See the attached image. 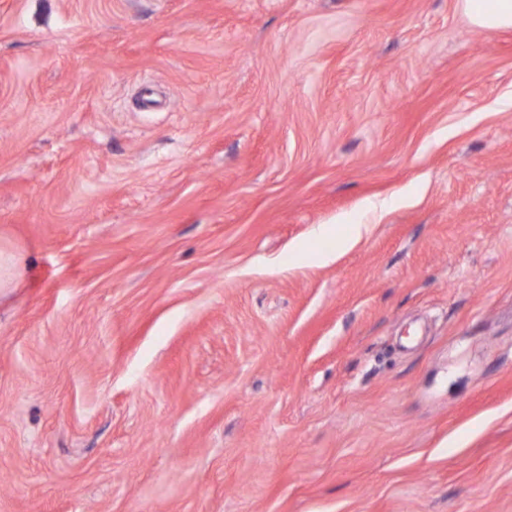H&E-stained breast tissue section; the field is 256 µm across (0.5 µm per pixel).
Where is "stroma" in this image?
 <instances>
[{
  "label": "stroma",
  "mask_w": 512,
  "mask_h": 512,
  "mask_svg": "<svg viewBox=\"0 0 512 512\" xmlns=\"http://www.w3.org/2000/svg\"><path fill=\"white\" fill-rule=\"evenodd\" d=\"M0 246V512H512L461 0H0ZM21 275L19 259L0 249V288H8Z\"/></svg>",
  "instance_id": "obj_1"
}]
</instances>
